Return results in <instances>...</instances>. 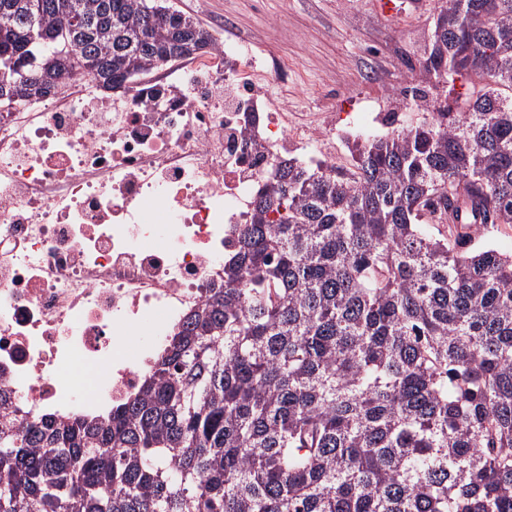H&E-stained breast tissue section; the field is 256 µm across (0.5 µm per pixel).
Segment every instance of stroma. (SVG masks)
Returning <instances> with one entry per match:
<instances>
[{"label": "stroma", "instance_id": "35a3bbf8", "mask_svg": "<svg viewBox=\"0 0 512 512\" xmlns=\"http://www.w3.org/2000/svg\"><path fill=\"white\" fill-rule=\"evenodd\" d=\"M223 38L237 35L252 50L249 68L260 75L268 56L287 66L286 79L264 91L288 103V123L298 134L335 127L336 163L351 156L344 138L350 112L368 119L366 135L384 136V114L418 122L404 92L424 85L419 60L433 32L431 0H399L384 16L378 0H170Z\"/></svg>", "mask_w": 512, "mask_h": 512}]
</instances>
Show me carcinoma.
I'll use <instances>...</instances> for the list:
<instances>
[{
  "instance_id": "1",
  "label": "carcinoma",
  "mask_w": 512,
  "mask_h": 512,
  "mask_svg": "<svg viewBox=\"0 0 512 512\" xmlns=\"http://www.w3.org/2000/svg\"><path fill=\"white\" fill-rule=\"evenodd\" d=\"M169 9L0 0V84L114 91L212 42ZM433 15L426 79L477 95L349 168L272 167L224 286L128 402L0 428V512H512V254L475 244L512 224V0Z\"/></svg>"
}]
</instances>
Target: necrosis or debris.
Wrapping results in <instances>:
<instances>
[{"label": "necrosis or debris", "mask_w": 512, "mask_h": 512, "mask_svg": "<svg viewBox=\"0 0 512 512\" xmlns=\"http://www.w3.org/2000/svg\"><path fill=\"white\" fill-rule=\"evenodd\" d=\"M247 63L217 38L113 97L73 72L39 111L0 108V423L132 397L271 166L335 165L334 129L297 136Z\"/></svg>", "instance_id": "obj_1"}]
</instances>
